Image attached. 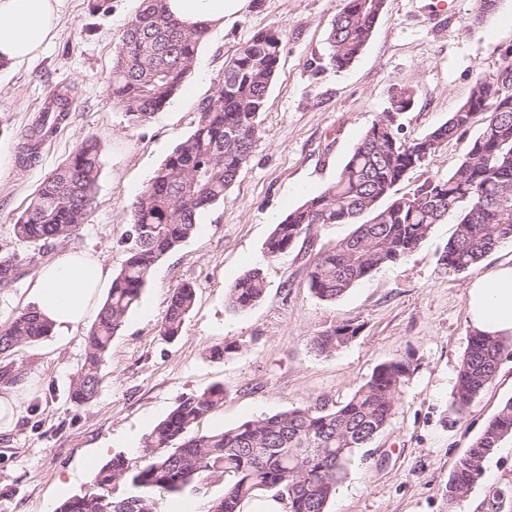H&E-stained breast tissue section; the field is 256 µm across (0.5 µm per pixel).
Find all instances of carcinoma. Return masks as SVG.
<instances>
[{"mask_svg": "<svg viewBox=\"0 0 512 512\" xmlns=\"http://www.w3.org/2000/svg\"><path fill=\"white\" fill-rule=\"evenodd\" d=\"M165 0H142L123 31L109 91L113 104L134 126L148 122L185 87L204 31H188L167 13ZM384 0H343L328 35L329 62L338 69L352 64L370 40ZM283 50L278 29L260 30L224 65L217 92L203 101L192 133L181 140L131 204L124 240L125 259L112 276V288L87 336L83 363L72 380L70 402L91 404L104 380L102 368L112 340L138 305L156 263L191 238L200 216L224 200L260 139L261 114ZM492 85L476 72L469 98L448 121L424 136L406 141L401 124L386 114L372 123L340 168L335 181L305 200L276 224L265 253L276 259L312 239L314 227L354 224L355 230L308 259V287L320 300L334 302L381 266L417 250L432 227L455 214L453 237L439 257L448 273L477 268L486 256L512 241V97L487 116L464 160L446 178L430 175L409 196L397 186L416 169L428 168L438 147L468 132ZM73 99L57 94L42 110L39 123L24 134L18 160L30 164L45 137L59 129ZM413 104L412 91L392 93L390 112L401 115ZM101 152L85 140L41 182L26 209L15 219V237L44 247L64 241L87 222L101 174ZM20 261L0 255V287L17 278ZM266 281L259 268L233 279L228 305L235 311L256 305ZM196 289L182 284L172 291L161 322L162 335L174 339L192 310ZM353 321L313 338V349L331 355L356 336ZM51 326L30 307L15 311L0 326V356L19 344H34ZM512 340L474 334L460 363L451 408L461 414L495 378ZM410 372L402 361L378 365L369 379L341 405L312 411L294 408L258 417L223 430L200 432V423L224 405V387L178 400L144 438L141 463L129 465L121 454L93 470L88 488L62 499L55 512H158L159 501L190 491L213 479L224 480V494L206 502L205 512H242L248 498L266 491L288 504V512H327L356 451L389 426L401 384ZM24 373L0 368V389L14 388ZM512 435V400L486 423L448 478V500L468 490L482 473L485 457ZM118 484L129 492L114 496Z\"/></svg>", "mask_w": 512, "mask_h": 512, "instance_id": "carcinoma-1", "label": "carcinoma"}]
</instances>
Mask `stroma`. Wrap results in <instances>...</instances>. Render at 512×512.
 Here are the masks:
<instances>
[{
	"instance_id": "stroma-1",
	"label": "stroma",
	"mask_w": 512,
	"mask_h": 512,
	"mask_svg": "<svg viewBox=\"0 0 512 512\" xmlns=\"http://www.w3.org/2000/svg\"><path fill=\"white\" fill-rule=\"evenodd\" d=\"M62 0L59 31L27 64L0 70V254L19 257L20 277L0 288V323L24 307L34 284V248L13 222L43 179L88 139L102 154L96 206L65 251L102 255L111 270L125 259L122 239L133 200L174 147L193 130L200 103L217 91L229 60L255 32L283 34V53L261 116V137L223 202L201 218L196 233L155 266L138 306L113 338L106 382L92 404L69 402L86 352L87 327L67 339L50 335L5 357L23 369L15 396L21 411L0 432V512H54L65 491L89 484L83 463L99 449L138 464L144 437L183 396L224 387V405L202 421L204 431L294 408H333L348 400L385 361L411 371L388 428L359 449L328 512H512V436L485 458L481 477L456 500L448 478L488 420L512 399V355H504L489 388L464 413L452 411L456 376L472 330L466 290L477 275L512 260V242L478 267L452 275L438 258L456 224L435 225L404 259L379 268L336 302L308 287L307 258L292 250L268 259L275 224L332 183L364 132L390 106L392 90L413 92L401 116L411 140L443 124L468 98L476 72L495 75L512 47V0L471 22L474 0H385L371 39L349 67L328 61L327 37L342 0H249L248 7L201 43L188 91L176 94L149 122L132 126L112 103L107 80L115 51L139 0ZM69 89L72 110L44 145L38 163L21 167V131L54 90ZM485 125L442 143L430 175L447 177ZM262 268L266 291L251 309L227 302L228 274ZM195 286V304L180 335L160 333L169 296ZM359 332L326 356L312 339L342 321ZM233 344L224 359L215 346ZM69 481L68 490L60 482Z\"/></svg>"
}]
</instances>
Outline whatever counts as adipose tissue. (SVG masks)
I'll return each instance as SVG.
<instances>
[{"label": "adipose tissue", "mask_w": 512, "mask_h": 512, "mask_svg": "<svg viewBox=\"0 0 512 512\" xmlns=\"http://www.w3.org/2000/svg\"><path fill=\"white\" fill-rule=\"evenodd\" d=\"M61 0H0V59L14 66L37 56L58 33ZM169 12L186 27H223L247 0H166ZM112 286L99 258L60 253L36 273L30 303L65 334L86 324ZM469 325L490 336H512V263L472 281L466 293Z\"/></svg>", "instance_id": "1"}]
</instances>
